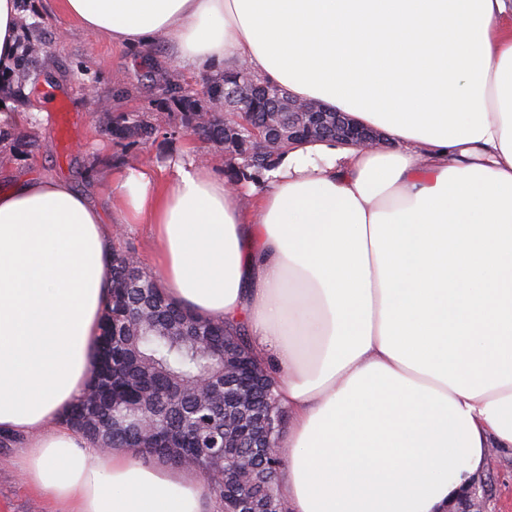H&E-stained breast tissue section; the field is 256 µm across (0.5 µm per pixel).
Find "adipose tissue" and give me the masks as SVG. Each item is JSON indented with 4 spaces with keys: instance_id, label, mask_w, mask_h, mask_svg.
Masks as SVG:
<instances>
[{
    "instance_id": "adipose-tissue-1",
    "label": "adipose tissue",
    "mask_w": 512,
    "mask_h": 512,
    "mask_svg": "<svg viewBox=\"0 0 512 512\" xmlns=\"http://www.w3.org/2000/svg\"><path fill=\"white\" fill-rule=\"evenodd\" d=\"M120 48L258 77L381 131L230 186L186 155L117 171L103 210L62 179L0 189V433L69 512H215L190 469L63 418L90 380L115 224H148L166 295L245 323L290 429L287 512H448L512 456V0H61Z\"/></svg>"
}]
</instances>
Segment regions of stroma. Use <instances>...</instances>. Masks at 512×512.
<instances>
[{
	"label": "stroma",
	"instance_id": "obj_1",
	"mask_svg": "<svg viewBox=\"0 0 512 512\" xmlns=\"http://www.w3.org/2000/svg\"><path fill=\"white\" fill-rule=\"evenodd\" d=\"M21 51L13 67L15 91L0 93L20 120L0 140V187L12 177L53 176L79 188L95 185L106 199L112 174L130 162L166 167L186 154L212 161L217 173L227 170L222 148L184 133L176 107L157 81L174 74L183 89L208 92L214 73L183 67L165 42L121 49L93 38L52 0H19ZM67 108L64 130L48 112L53 102ZM148 112L160 131L145 143L117 141L103 132L112 116ZM16 444L0 445V512H62L47 496L29 488L12 465ZM478 493L487 512H512V458L490 449L488 468Z\"/></svg>",
	"mask_w": 512,
	"mask_h": 512
}]
</instances>
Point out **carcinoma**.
Here are the masks:
<instances>
[{
	"label": "carcinoma",
	"instance_id": "cac0c4a2",
	"mask_svg": "<svg viewBox=\"0 0 512 512\" xmlns=\"http://www.w3.org/2000/svg\"><path fill=\"white\" fill-rule=\"evenodd\" d=\"M163 90L181 109L185 131L224 149V126L234 124L232 112H211L210 99L175 95L179 84L161 76ZM105 132L114 139L147 142L158 133L150 113H124L112 118ZM271 162L261 158L228 155V170L236 182H248ZM102 335L112 337L109 371L102 373V347L94 353L93 377L88 390L71 408L65 421L78 433L110 446H123L158 456L174 467L191 468L207 485L217 512H234L238 501L248 499L262 512H285L272 485L282 466L277 454L263 445L277 446L280 433L268 440H250L252 447L238 449L239 458L215 456L217 449L240 436V423L261 412L284 419L277 385L265 363L257 359L248 330L242 324L228 326L203 319L168 301L155 275L142 267L131 251L112 250V287L102 315ZM254 363L259 386L252 399L227 397L216 403L197 393L192 385L201 378L222 392L236 389V373L224 363V340ZM148 419L161 439L142 449L129 428ZM247 460L250 481L236 486L238 459Z\"/></svg>",
	"mask_w": 512,
	"mask_h": 512
}]
</instances>
